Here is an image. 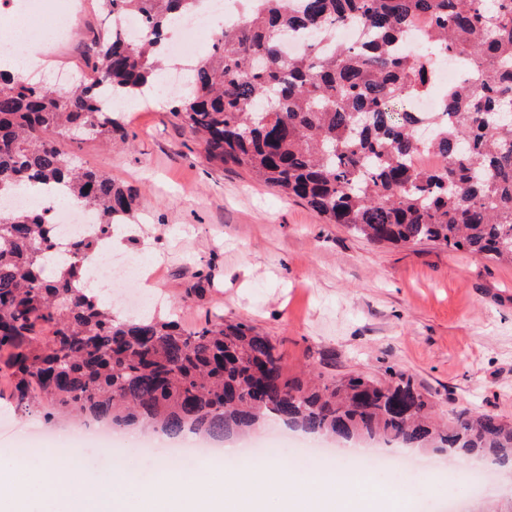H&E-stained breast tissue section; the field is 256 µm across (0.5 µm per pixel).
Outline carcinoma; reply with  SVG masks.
Listing matches in <instances>:
<instances>
[{
  "label": "carcinoma",
  "instance_id": "1",
  "mask_svg": "<svg viewBox=\"0 0 512 512\" xmlns=\"http://www.w3.org/2000/svg\"><path fill=\"white\" fill-rule=\"evenodd\" d=\"M239 2L245 23L212 35V52L170 99L208 160L255 174L373 244L432 242L512 265V0ZM201 3L100 0L103 14H140L144 31L99 35L85 60L93 77L69 89L0 71V198L28 184L59 186L112 239L138 189L61 143L112 144L119 125L101 89L117 105L143 98L163 69L166 31ZM341 24L359 26L364 44L330 39ZM294 32L309 43L288 56ZM409 37L418 44L405 51ZM448 59L466 78L448 87L443 111H411ZM422 153L435 165L417 164ZM103 246L69 239L58 258L42 209L0 212V364L19 417L211 438L276 419L309 435L512 462L511 421L462 411L445 422L402 370L384 382L355 373L328 384L314 370L288 376L277 344L244 322L208 317L188 330L156 314L119 319L79 288Z\"/></svg>",
  "mask_w": 512,
  "mask_h": 512
}]
</instances>
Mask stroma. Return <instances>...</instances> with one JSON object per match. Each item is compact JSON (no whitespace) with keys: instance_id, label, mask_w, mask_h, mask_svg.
Segmentation results:
<instances>
[{"instance_id":"1","label":"stroma","mask_w":512,"mask_h":512,"mask_svg":"<svg viewBox=\"0 0 512 512\" xmlns=\"http://www.w3.org/2000/svg\"><path fill=\"white\" fill-rule=\"evenodd\" d=\"M118 119L127 145L86 141L69 151L139 188L127 225L139 228L158 270L163 312L189 327L215 313L248 323L279 345L291 375L313 367L329 382L353 371L385 381L400 369L446 413L512 420V266L430 242L399 248L355 237L244 170L209 161L166 100L129 105ZM202 273L206 294L187 299ZM3 422L14 431L0 441V478L12 484L47 454L76 460L92 481L117 461L148 479L172 457L118 436L104 448L76 427L19 418L1 401ZM430 459L414 472L371 474L392 490L371 512H444L450 501L470 512L480 498L512 504L511 468H494L482 495L457 483L447 500L438 485L448 456Z\"/></svg>"}]
</instances>
